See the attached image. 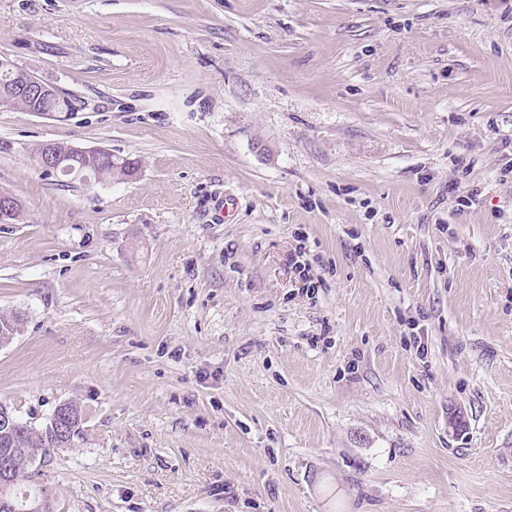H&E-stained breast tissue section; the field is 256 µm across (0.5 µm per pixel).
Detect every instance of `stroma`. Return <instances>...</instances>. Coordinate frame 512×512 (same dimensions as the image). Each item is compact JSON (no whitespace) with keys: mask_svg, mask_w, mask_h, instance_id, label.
<instances>
[{"mask_svg":"<svg viewBox=\"0 0 512 512\" xmlns=\"http://www.w3.org/2000/svg\"><path fill=\"white\" fill-rule=\"evenodd\" d=\"M1 56L85 102L0 106L53 512H512V0H0ZM65 162L71 165L72 172L69 175L61 176H72V178L85 181L91 179L100 181L102 179L111 178L114 172H119L127 176H131L135 173V167L130 164L132 162L124 159H122V161H111L107 164L92 168L88 165L85 157L70 152L66 155ZM75 416L76 414L72 411L70 403L63 402L56 407L53 415L49 418L48 425L59 433L63 447L72 445L74 433L78 431V429L74 430L70 425ZM63 419H65V421ZM82 431L83 429L79 430L74 438L78 437Z\"/></svg>","mask_w":512,"mask_h":512,"instance_id":"35a3bbf8","label":"stroma"}]
</instances>
